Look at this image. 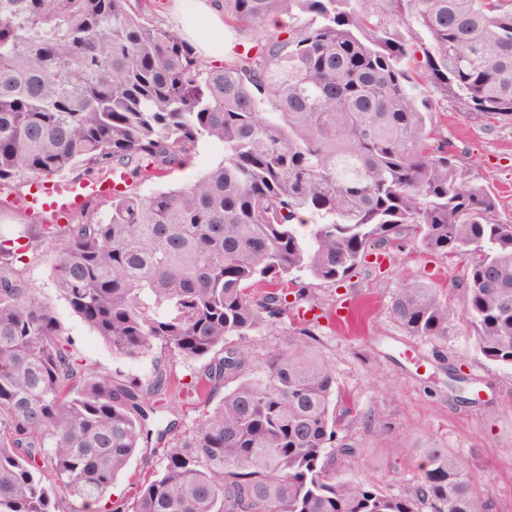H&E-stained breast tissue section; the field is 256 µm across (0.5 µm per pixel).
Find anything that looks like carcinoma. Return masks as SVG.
Returning a JSON list of instances; mask_svg holds the SVG:
<instances>
[{"mask_svg":"<svg viewBox=\"0 0 512 512\" xmlns=\"http://www.w3.org/2000/svg\"><path fill=\"white\" fill-rule=\"evenodd\" d=\"M364 2L223 0L227 23L304 22L214 64L148 19L154 0H0V194L77 168L126 172L105 220L81 211L29 233L114 356L203 360L189 390L216 400L133 500H112L167 404V374L145 387L87 364L0 239V512H489L441 448L424 449L412 496L336 471L327 361L290 347L252 373L230 344L288 314L298 274L339 281L408 231L423 252L468 256L461 315L480 353L512 366V224L448 143H431L411 76L512 124V0ZM413 26L427 41L407 38ZM201 141L222 148L216 165L136 190ZM391 310L413 336L452 325L430 284H405Z\"/></svg>","mask_w":512,"mask_h":512,"instance_id":"obj_1","label":"carcinoma"}]
</instances>
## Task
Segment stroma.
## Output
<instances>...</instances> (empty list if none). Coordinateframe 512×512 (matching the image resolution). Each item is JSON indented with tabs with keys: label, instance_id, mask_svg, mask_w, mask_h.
I'll list each match as a JSON object with an SVG mask.
<instances>
[{
	"label": "stroma",
	"instance_id": "stroma-1",
	"mask_svg": "<svg viewBox=\"0 0 512 512\" xmlns=\"http://www.w3.org/2000/svg\"><path fill=\"white\" fill-rule=\"evenodd\" d=\"M413 82L415 93L432 102L437 139L448 141L458 161L472 168L496 197L497 220L512 224V126L468 112L423 77ZM221 157L220 147L200 142L181 169L139 182L137 189L148 194L190 182ZM28 221L20 212H0V224L9 225V238L22 247L30 288L53 308L87 363L143 382L158 370L172 383L190 381L199 363L164 351L137 361L114 358L58 296L43 245L18 237L17 227ZM467 266V257L419 251L412 235H402L400 246L371 248L342 281L303 280L302 301L239 344L258 367L268 356L302 342V330L310 331L312 346L329 362L342 393L333 442L337 469L369 479L385 495L406 496L415 491L423 449L441 448L466 462L490 512H512V367L485 359L462 318L454 319L447 338L431 340L406 333L391 312L397 290L412 281L447 289L453 300H460ZM347 306L355 308L354 318L337 322V311ZM203 406L202 400L172 393L168 408L151 419L157 440L130 460L113 486L114 499L132 497L144 473L161 467L163 450L173 441L168 425L189 427Z\"/></svg>",
	"mask_w": 512,
	"mask_h": 512
}]
</instances>
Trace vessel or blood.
<instances>
[{"label":"vessel or blood","mask_w":512,"mask_h":512,"mask_svg":"<svg viewBox=\"0 0 512 512\" xmlns=\"http://www.w3.org/2000/svg\"><path fill=\"white\" fill-rule=\"evenodd\" d=\"M128 181V176L118 171L83 182L64 177L35 178L27 192L15 198L14 203L37 218L59 222L68 219L90 200H106L124 191Z\"/></svg>","instance_id":"obj_1"}]
</instances>
